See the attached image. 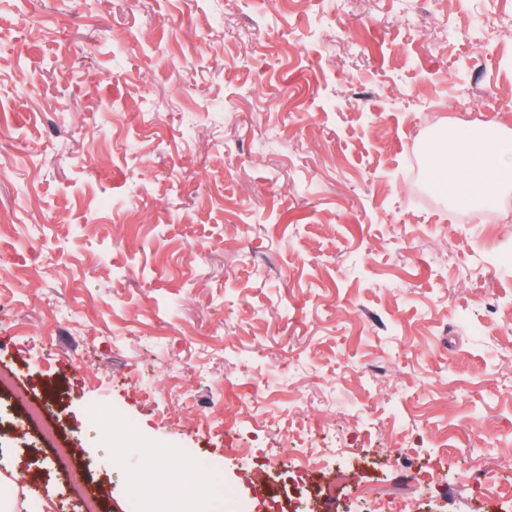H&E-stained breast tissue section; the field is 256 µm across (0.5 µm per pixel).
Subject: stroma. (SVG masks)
I'll return each mask as SVG.
<instances>
[{"label":"stroma","instance_id":"obj_1","mask_svg":"<svg viewBox=\"0 0 512 512\" xmlns=\"http://www.w3.org/2000/svg\"><path fill=\"white\" fill-rule=\"evenodd\" d=\"M442 125L512 130V0H0V372L75 451L0 391V475L123 512L178 448L246 503L308 432L318 512L430 468L416 512H505L458 475L512 455V194L414 174ZM261 384L275 425L222 424Z\"/></svg>","mask_w":512,"mask_h":512}]
</instances>
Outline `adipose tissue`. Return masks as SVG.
Instances as JSON below:
<instances>
[{
	"label": "adipose tissue",
	"mask_w": 512,
	"mask_h": 512,
	"mask_svg": "<svg viewBox=\"0 0 512 512\" xmlns=\"http://www.w3.org/2000/svg\"><path fill=\"white\" fill-rule=\"evenodd\" d=\"M430 156L442 191L468 206L512 190V134L456 129L433 142Z\"/></svg>",
	"instance_id": "obj_1"
}]
</instances>
